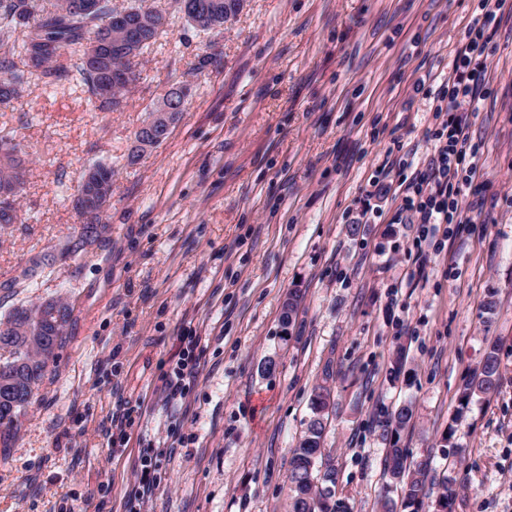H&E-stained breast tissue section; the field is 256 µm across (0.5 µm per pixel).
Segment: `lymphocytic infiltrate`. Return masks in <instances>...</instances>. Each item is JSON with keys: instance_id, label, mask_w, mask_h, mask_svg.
<instances>
[{"instance_id": "lymphocytic-infiltrate-1", "label": "lymphocytic infiltrate", "mask_w": 512, "mask_h": 512, "mask_svg": "<svg viewBox=\"0 0 512 512\" xmlns=\"http://www.w3.org/2000/svg\"><path fill=\"white\" fill-rule=\"evenodd\" d=\"M482 14L467 33L454 58L456 74L442 85L434 107L435 152L427 168L400 182L401 207L410 223L421 225L420 242L431 243L459 221L458 197L463 188H479L481 147L467 133L465 112L476 109L480 84L490 57V28L495 12L480 0Z\"/></svg>"}]
</instances>
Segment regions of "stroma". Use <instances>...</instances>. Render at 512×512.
Masks as SVG:
<instances>
[{"mask_svg":"<svg viewBox=\"0 0 512 512\" xmlns=\"http://www.w3.org/2000/svg\"><path fill=\"white\" fill-rule=\"evenodd\" d=\"M154 2L166 32L124 111L36 85L0 109L30 160L21 219L0 235V314L75 301L54 370L0 447V512H128L139 495L141 512H289L291 450L322 383L339 512L397 498L377 422L404 403L401 445L428 459L433 495L447 484L453 512H512V0L496 10L488 91L467 119L483 186L463 189L461 224L423 258L400 198L374 176L427 166L433 98L479 0H246L213 37L173 0ZM209 44L220 62L193 74ZM183 80L186 112L128 164L148 109ZM96 160L115 169L106 242L24 280L30 258L78 227L64 199ZM187 336L196 376L171 400L167 373ZM492 341L499 387L461 408ZM146 456L155 482L144 494Z\"/></svg>","mask_w":512,"mask_h":512,"instance_id":"35a3bbf8","label":"stroma"}]
</instances>
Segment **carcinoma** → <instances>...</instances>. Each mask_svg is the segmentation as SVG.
<instances>
[{
	"mask_svg": "<svg viewBox=\"0 0 512 512\" xmlns=\"http://www.w3.org/2000/svg\"><path fill=\"white\" fill-rule=\"evenodd\" d=\"M196 31L215 34L235 17L244 0H175ZM166 15L148 0H0V107L14 105L32 85L65 89L81 85L99 102L102 112H120L129 91L142 80L140 59L156 43ZM192 86L185 80L166 94L175 106L168 123H142L134 134L128 162L158 148L186 111ZM29 175L27 153L12 131L0 128V229L18 222L21 192ZM115 171L104 162L90 164L71 195L70 205L81 219L68 252H85L87 234L112 207ZM74 303L61 296L31 301L0 316V431L19 433L35 391L56 364L57 350L71 321ZM497 344L485 349L480 368L465 382L460 409L493 393L499 382ZM331 390L314 389L311 417L288 468L290 512H337L335 470L321 469L325 412ZM412 416L409 404L379 421L388 445L385 472L399 487L402 505L419 512L431 496L428 461L405 465L409 450L401 447V431Z\"/></svg>",
	"mask_w": 512,
	"mask_h": 512,
	"instance_id": "1",
	"label": "carcinoma"
}]
</instances>
